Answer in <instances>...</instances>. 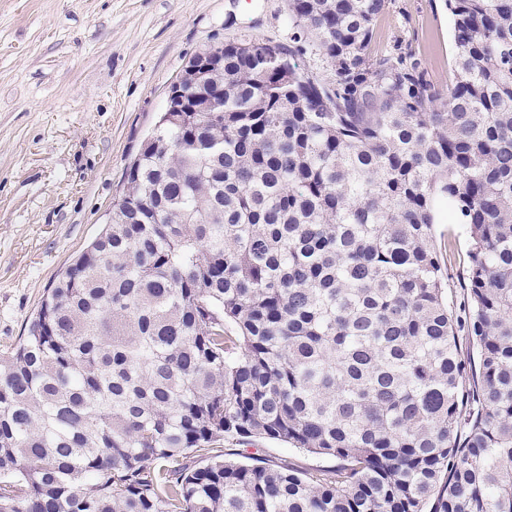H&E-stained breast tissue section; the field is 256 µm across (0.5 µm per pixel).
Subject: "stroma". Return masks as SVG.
Returning a JSON list of instances; mask_svg holds the SVG:
<instances>
[{
	"label": "stroma",
	"mask_w": 512,
	"mask_h": 512,
	"mask_svg": "<svg viewBox=\"0 0 512 512\" xmlns=\"http://www.w3.org/2000/svg\"><path fill=\"white\" fill-rule=\"evenodd\" d=\"M287 0H0V353L26 335L45 288L103 229L131 159L171 84L206 46L248 32L287 43ZM443 0H391L373 48L412 50L429 78L453 79ZM448 305L466 318L468 238L439 217ZM273 465L335 459L261 442Z\"/></svg>",
	"instance_id": "obj_1"
}]
</instances>
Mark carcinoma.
I'll return each instance as SVG.
<instances>
[{
  "instance_id": "carcinoma-1",
  "label": "carcinoma",
  "mask_w": 512,
  "mask_h": 512,
  "mask_svg": "<svg viewBox=\"0 0 512 512\" xmlns=\"http://www.w3.org/2000/svg\"><path fill=\"white\" fill-rule=\"evenodd\" d=\"M444 5L446 94L388 0H287L328 80L244 33L184 87L0 357V512H512V0ZM439 224H434L433 244L444 256L448 274V306L455 317L462 322L466 319L468 266V238L463 224H448L446 214L438 217ZM448 227H453L454 238L448 260ZM245 448L246 454L266 458L272 465H284L303 470L329 469L336 466V460L325 456H318L289 448L282 444L259 442L254 447Z\"/></svg>"
}]
</instances>
